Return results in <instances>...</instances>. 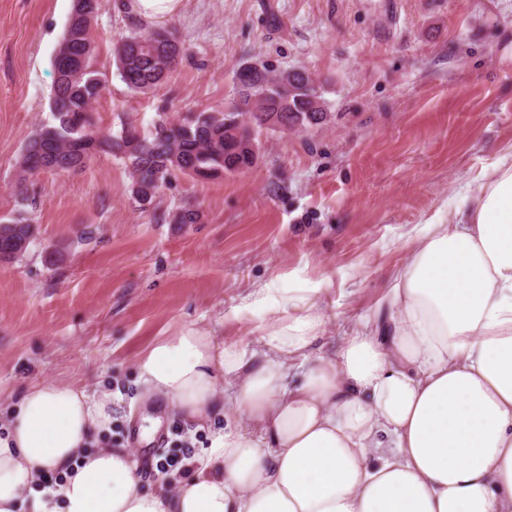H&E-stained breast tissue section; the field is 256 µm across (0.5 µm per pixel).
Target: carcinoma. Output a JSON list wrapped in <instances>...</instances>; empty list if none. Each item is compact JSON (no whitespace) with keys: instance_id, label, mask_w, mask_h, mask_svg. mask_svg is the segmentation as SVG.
Wrapping results in <instances>:
<instances>
[{"instance_id":"carcinoma-1","label":"carcinoma","mask_w":512,"mask_h":512,"mask_svg":"<svg viewBox=\"0 0 512 512\" xmlns=\"http://www.w3.org/2000/svg\"><path fill=\"white\" fill-rule=\"evenodd\" d=\"M98 0H73L69 24L54 56L55 79L50 98L53 123L37 129L24 144L19 180L46 170L71 171L107 154L124 161L131 179V198L141 210L151 207L163 186L177 174L209 178L239 173L256 162V135L263 129L257 113L275 114L278 128H307L327 118L325 103L311 74L301 68L279 72L250 64L235 75L236 100L229 116L256 113L241 122L242 139L251 149L236 152L237 143L224 140V113L201 112L172 123L161 120L150 136L133 126L116 133L96 130L93 106L106 84L94 68L92 26ZM184 52L175 34L162 26L146 27L121 36L114 45L116 67L127 88L146 94L166 82ZM199 211L182 207L168 214L171 224H195ZM33 219L22 214L0 222V262L22 256L35 238Z\"/></svg>"}]
</instances>
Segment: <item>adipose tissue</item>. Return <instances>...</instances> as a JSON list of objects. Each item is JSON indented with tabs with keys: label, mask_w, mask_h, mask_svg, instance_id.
<instances>
[{
	"label": "adipose tissue",
	"mask_w": 512,
	"mask_h": 512,
	"mask_svg": "<svg viewBox=\"0 0 512 512\" xmlns=\"http://www.w3.org/2000/svg\"><path fill=\"white\" fill-rule=\"evenodd\" d=\"M320 294L256 289L273 313L262 353L186 327L140 358L142 384L182 417L239 415L171 493L141 490L127 450H91L111 396L29 385L0 407V512L28 491L31 512H512V153L425 223L332 358L311 350Z\"/></svg>",
	"instance_id": "1"
}]
</instances>
